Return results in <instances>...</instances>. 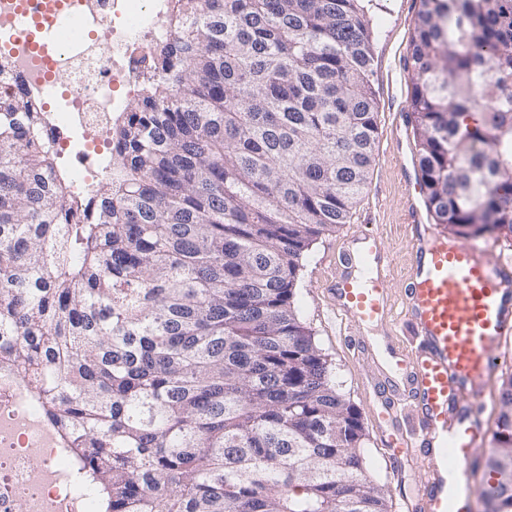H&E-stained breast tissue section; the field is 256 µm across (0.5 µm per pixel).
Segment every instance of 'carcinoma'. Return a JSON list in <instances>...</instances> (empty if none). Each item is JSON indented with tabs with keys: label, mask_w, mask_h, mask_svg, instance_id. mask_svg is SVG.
Returning a JSON list of instances; mask_svg holds the SVG:
<instances>
[{
	"label": "carcinoma",
	"mask_w": 512,
	"mask_h": 512,
	"mask_svg": "<svg viewBox=\"0 0 512 512\" xmlns=\"http://www.w3.org/2000/svg\"><path fill=\"white\" fill-rule=\"evenodd\" d=\"M365 2L177 0L86 200L39 106L0 91V363L103 512H390L293 301L374 162ZM407 62L436 223L512 235V0H420ZM494 442L490 470L512 396Z\"/></svg>",
	"instance_id": "obj_1"
}]
</instances>
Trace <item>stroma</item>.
I'll return each mask as SVG.
<instances>
[{
    "mask_svg": "<svg viewBox=\"0 0 512 512\" xmlns=\"http://www.w3.org/2000/svg\"><path fill=\"white\" fill-rule=\"evenodd\" d=\"M419 7V0H370L372 88L378 106L375 162L348 223L322 235L307 252L294 297L301 317L313 329L331 365L336 384L360 413L367 474L388 489L391 512H407V502L418 493L421 465L413 459L394 460L385 447L370 409L369 385L376 377L372 357L362 339L348 341L346 327L330 312L321 284L339 273L338 255L349 234L372 230L379 234L392 258L388 275L392 298H402L410 262L404 236L405 193L420 184L418 147L409 112L410 73L405 67ZM448 242L460 249L482 252L492 265L501 258H512V235L496 231L466 237L452 233Z\"/></svg>",
    "mask_w": 512,
    "mask_h": 512,
    "instance_id": "35a3bbf8",
    "label": "stroma"
}]
</instances>
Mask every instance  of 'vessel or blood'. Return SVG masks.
<instances>
[{
    "mask_svg": "<svg viewBox=\"0 0 512 512\" xmlns=\"http://www.w3.org/2000/svg\"><path fill=\"white\" fill-rule=\"evenodd\" d=\"M406 212L412 261L401 314H394L386 285L389 254L373 233L349 236L341 253L348 269L325 287L332 312L352 333L369 324L383 332L379 369L396 384L397 399L375 398L371 410L387 427L393 455L416 454L425 464L411 512H471L474 451L487 437L483 391L497 366L492 348L512 335V262L491 267L479 251L450 246L426 223L414 195L406 197ZM392 324L417 336L418 347L395 346ZM401 405L418 410L419 441L397 425Z\"/></svg>",
    "mask_w": 512,
    "mask_h": 512,
    "instance_id": "1",
    "label": "vessel or blood"
}]
</instances>
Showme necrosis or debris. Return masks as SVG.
Returning a JSON list of instances; mask_svg holds the SVG:
<instances>
[{"label":"necrosis or debris","mask_w":512,"mask_h":512,"mask_svg":"<svg viewBox=\"0 0 512 512\" xmlns=\"http://www.w3.org/2000/svg\"><path fill=\"white\" fill-rule=\"evenodd\" d=\"M175 8V0H0V81L53 101L45 140L74 158L64 171L73 191L108 170L109 127L124 120L127 100L167 44ZM99 32L109 40L96 49L89 37ZM75 468L42 396L0 369V512H99Z\"/></svg>","instance_id":"necrosis-or-debris-1"}]
</instances>
